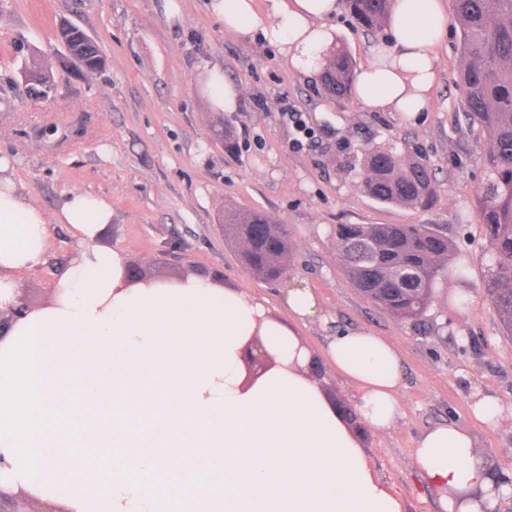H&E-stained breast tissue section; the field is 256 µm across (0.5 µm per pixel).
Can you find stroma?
Returning a JSON list of instances; mask_svg holds the SVG:
<instances>
[{
  "label": "stroma",
  "mask_w": 512,
  "mask_h": 512,
  "mask_svg": "<svg viewBox=\"0 0 512 512\" xmlns=\"http://www.w3.org/2000/svg\"><path fill=\"white\" fill-rule=\"evenodd\" d=\"M168 20L163 0H0V152L16 161L26 199L57 209L69 191L108 198L112 221L100 245L122 250L147 277L218 276L265 299L289 320L283 281L249 271L243 245L225 236V213L259 211L288 230V275L314 292L318 313L293 323L297 336L325 355L330 336L368 329L400 356L401 414L389 429H368L355 410L357 387L322 366L328 401L362 442L378 478L402 500L403 512H439L436 494L416 468L415 444L429 428L461 424L499 474L512 476V336L503 335L483 288L490 244L478 207L489 136L472 125L455 84L460 31L449 22L436 48L438 81L424 112L375 109L355 95L340 100L318 89V72L292 67L279 46L225 31L209 0H178ZM80 27L106 57L105 69L79 74L65 63L59 29ZM335 45L365 67L386 32L360 28L346 7L325 18ZM53 74L54 89L33 98L23 78L28 55ZM218 68L239 90L238 106L213 111L203 91ZM301 113L315 134L298 144L284 110ZM230 127L233 148L217 130ZM422 155L438 193L428 209L384 205L343 163L360 144ZM340 224H429L454 244L448 274L435 288L427 320H397L360 295L342 271ZM75 244L67 225L51 227L44 262L22 277L30 306L51 298L53 279ZM502 411L490 423L471 415L475 394Z\"/></svg>",
  "instance_id": "stroma-1"
}]
</instances>
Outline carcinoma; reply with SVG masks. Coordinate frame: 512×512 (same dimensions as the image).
<instances>
[{"mask_svg":"<svg viewBox=\"0 0 512 512\" xmlns=\"http://www.w3.org/2000/svg\"><path fill=\"white\" fill-rule=\"evenodd\" d=\"M358 23L379 31L391 0H347ZM460 27L463 66L457 72L464 109L490 135L482 156L488 179L479 195L480 215L491 245L485 291L507 335H512V0H453ZM30 91L46 97L53 89L50 70L39 62L25 67ZM319 78L332 100L351 90L355 71L341 47L325 57ZM357 174L364 190L382 204L425 209L437 193L427 160L406 152L360 148ZM243 224H271L279 241L265 268L287 267L288 234L270 217L238 213L225 219L228 235L240 239ZM336 251L352 286L402 321L422 323L452 248L448 234L428 224L336 225Z\"/></svg>","mask_w":512,"mask_h":512,"instance_id":"carcinoma-1","label":"carcinoma"}]
</instances>
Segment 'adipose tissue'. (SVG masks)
Here are the masks:
<instances>
[{
	"instance_id": "obj_1",
	"label": "adipose tissue",
	"mask_w": 512,
	"mask_h": 512,
	"mask_svg": "<svg viewBox=\"0 0 512 512\" xmlns=\"http://www.w3.org/2000/svg\"><path fill=\"white\" fill-rule=\"evenodd\" d=\"M212 0L227 32H261L306 70L333 43L318 24L338 0ZM440 0H393L388 42L358 71L355 96L372 108L424 111L447 31ZM0 156V308L38 266L52 225L76 243L50 302L0 336V484L64 499L71 512H403L358 438L311 376L317 357L249 292L217 279L126 277L124 255L96 240L112 220L102 196L73 190L54 213L25 202ZM260 338L271 364L249 375ZM327 354L355 383V409L373 430L401 412L397 350L369 330L342 331ZM112 469L99 473L104 451ZM415 463L442 512H494L512 483L472 435L424 432Z\"/></svg>"
}]
</instances>
